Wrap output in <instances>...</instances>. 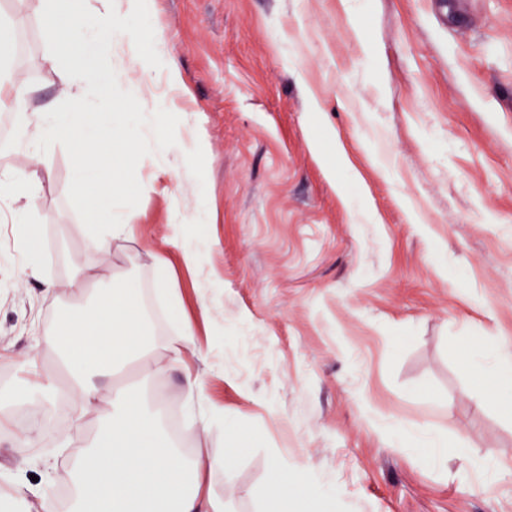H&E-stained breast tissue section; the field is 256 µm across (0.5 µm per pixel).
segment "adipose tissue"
I'll return each mask as SVG.
<instances>
[{
	"instance_id": "obj_1",
	"label": "adipose tissue",
	"mask_w": 512,
	"mask_h": 512,
	"mask_svg": "<svg viewBox=\"0 0 512 512\" xmlns=\"http://www.w3.org/2000/svg\"><path fill=\"white\" fill-rule=\"evenodd\" d=\"M42 9L53 47L46 64L55 66L62 56L73 59L82 84L101 92V115L111 114L112 100L104 91L112 85V69L106 61L115 42L137 43L142 29L115 23L108 14L87 21L83 0H42ZM101 29L107 38L98 37ZM32 95L23 82L0 79V111L22 112L32 142L81 138L78 112L30 108ZM107 164L102 145L83 143L76 154L74 194L94 203L115 191L116 183L103 178ZM62 325L64 333L52 346L70 372L75 409L82 414L95 409L101 378L129 360H147L155 350L140 294L129 285L100 288L90 306L70 311ZM466 362L490 377L497 392L512 389L511 349L490 341L470 351ZM238 461L233 448L183 453L162 434L158 418L144 411L138 393L116 388L103 429L72 463L77 489L72 512H227L223 497L207 482L213 471H232ZM296 475L280 460L270 462L267 485L276 512H310L313 495L297 486Z\"/></svg>"
}]
</instances>
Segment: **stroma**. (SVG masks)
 <instances>
[{"instance_id": "obj_1", "label": "stroma", "mask_w": 512, "mask_h": 512, "mask_svg": "<svg viewBox=\"0 0 512 512\" xmlns=\"http://www.w3.org/2000/svg\"><path fill=\"white\" fill-rule=\"evenodd\" d=\"M83 5L153 32L112 54V127L139 135L112 158L121 189L92 206L72 192L74 142L34 147L20 113L0 112V175L38 173L26 222L40 256L31 273L0 201V406L23 365L51 379L0 435V485L34 497L70 483L112 390L78 415L51 341L95 284L124 275L167 369L148 379L133 363L115 382L176 408L182 448L219 453L232 427L248 433L237 467L210 478L230 512H269L275 458L303 464L333 512H512V398L465 362L489 340L512 347V0H150L145 17L133 0ZM1 24L14 39L0 62L35 105L79 106L104 136L97 93L62 92L73 62L43 63L38 0H0ZM113 211L132 237L93 250ZM173 336L192 339L176 365ZM188 373L203 387L192 404ZM424 434L508 454L473 472L418 447Z\"/></svg>"}]
</instances>
